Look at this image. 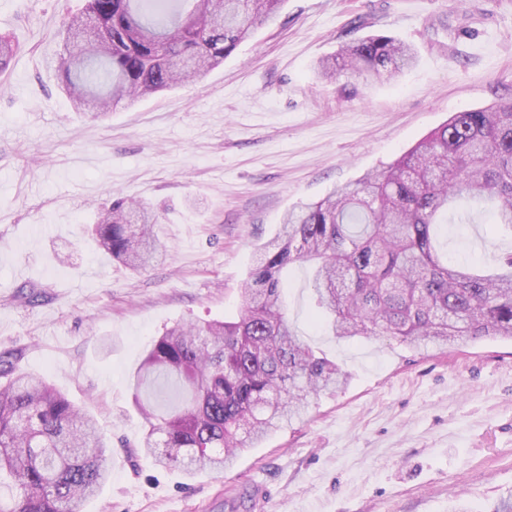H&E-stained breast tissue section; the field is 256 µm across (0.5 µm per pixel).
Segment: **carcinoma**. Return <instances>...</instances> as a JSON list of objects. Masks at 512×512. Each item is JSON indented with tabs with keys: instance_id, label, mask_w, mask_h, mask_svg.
<instances>
[{
	"instance_id": "carcinoma-1",
	"label": "carcinoma",
	"mask_w": 512,
	"mask_h": 512,
	"mask_svg": "<svg viewBox=\"0 0 512 512\" xmlns=\"http://www.w3.org/2000/svg\"><path fill=\"white\" fill-rule=\"evenodd\" d=\"M284 0H86L65 24L54 62L78 112L188 82L218 66ZM16 48L0 38V72ZM413 50L375 35L320 62L321 75L393 77ZM462 201L493 203L492 224L512 236V98L454 113L392 163L288 212L241 290L237 318L177 325L155 337L134 375L146 423L143 453L187 475L220 473L270 433L300 421L346 376L289 322L281 276L313 265L317 306L341 339H394L413 350L512 339V251L484 274L439 255L438 218L470 223ZM157 216L117 199L93 235L132 268L159 250ZM109 446L93 418L34 373L0 357V512H80L108 479Z\"/></svg>"
}]
</instances>
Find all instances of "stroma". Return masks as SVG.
Returning <instances> with one entry per match:
<instances>
[{
  "instance_id": "stroma-1",
  "label": "stroma",
  "mask_w": 512,
  "mask_h": 512,
  "mask_svg": "<svg viewBox=\"0 0 512 512\" xmlns=\"http://www.w3.org/2000/svg\"><path fill=\"white\" fill-rule=\"evenodd\" d=\"M84 0H0L19 51L0 74V356L93 415L111 475L83 512H489L512 489V340L419 353L312 323V273L285 282L302 340L347 375L300 422L223 474L186 477L139 448L133 374L178 322L236 318L253 252L289 209L391 163L455 112L512 97V0H286L203 78L108 118L73 111L49 69ZM372 35L411 45L390 82L318 62ZM123 197L165 246L142 270L89 227ZM487 216L448 227L449 255L512 250Z\"/></svg>"
}]
</instances>
